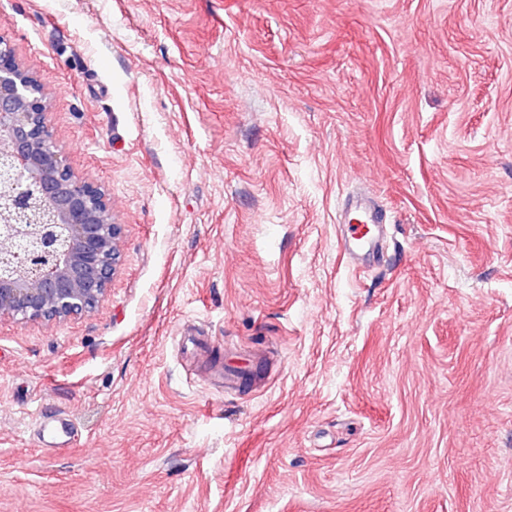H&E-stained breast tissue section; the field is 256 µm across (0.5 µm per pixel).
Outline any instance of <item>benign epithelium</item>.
Listing matches in <instances>:
<instances>
[{"mask_svg": "<svg viewBox=\"0 0 512 512\" xmlns=\"http://www.w3.org/2000/svg\"><path fill=\"white\" fill-rule=\"evenodd\" d=\"M0 320L64 322L106 296L123 225L105 189L67 163L37 75L0 36Z\"/></svg>", "mask_w": 512, "mask_h": 512, "instance_id": "1", "label": "benign epithelium"}]
</instances>
